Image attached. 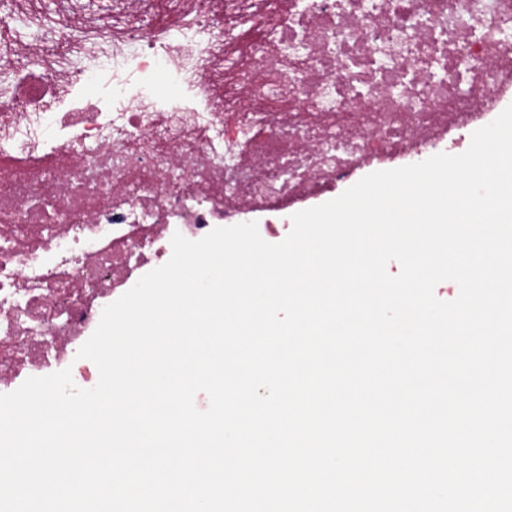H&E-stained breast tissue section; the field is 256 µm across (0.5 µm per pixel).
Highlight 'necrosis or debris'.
<instances>
[{
	"label": "necrosis or debris",
	"mask_w": 512,
	"mask_h": 512,
	"mask_svg": "<svg viewBox=\"0 0 512 512\" xmlns=\"http://www.w3.org/2000/svg\"><path fill=\"white\" fill-rule=\"evenodd\" d=\"M138 2L90 25L17 0L41 42L0 41V394L60 366L93 388L79 348L174 234L279 238L512 105V0Z\"/></svg>",
	"instance_id": "1"
}]
</instances>
